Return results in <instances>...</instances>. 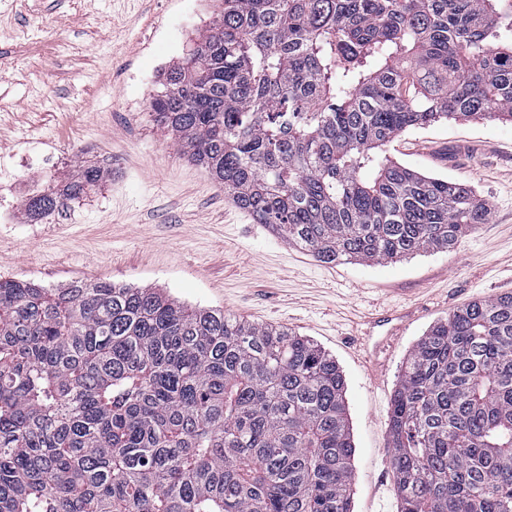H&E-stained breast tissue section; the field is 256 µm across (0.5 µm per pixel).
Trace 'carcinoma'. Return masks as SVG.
<instances>
[{"mask_svg":"<svg viewBox=\"0 0 512 512\" xmlns=\"http://www.w3.org/2000/svg\"><path fill=\"white\" fill-rule=\"evenodd\" d=\"M149 101L257 224L324 263L454 247L488 204L384 154L512 122V0H222ZM75 175L33 218L98 187ZM345 377L313 340L153 288L0 278V512H351ZM398 512H512V293L410 351L388 416Z\"/></svg>","mask_w":512,"mask_h":512,"instance_id":"carcinoma-1","label":"carcinoma"}]
</instances>
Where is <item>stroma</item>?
Returning a JSON list of instances; mask_svg holds the SVG:
<instances>
[{
	"label": "stroma",
	"instance_id": "stroma-1",
	"mask_svg": "<svg viewBox=\"0 0 512 512\" xmlns=\"http://www.w3.org/2000/svg\"><path fill=\"white\" fill-rule=\"evenodd\" d=\"M219 11L218 0H0V159L23 156L15 174L30 193L81 162L108 172L38 224L16 200L0 223V277L105 278L312 339L346 380L352 512H398L388 413L406 357L451 311L512 292V123H438L387 147L488 203V222L454 248L320 262L254 223L148 108Z\"/></svg>",
	"mask_w": 512,
	"mask_h": 512
}]
</instances>
